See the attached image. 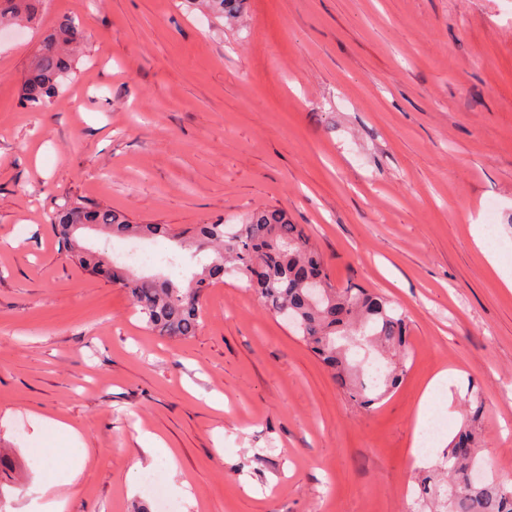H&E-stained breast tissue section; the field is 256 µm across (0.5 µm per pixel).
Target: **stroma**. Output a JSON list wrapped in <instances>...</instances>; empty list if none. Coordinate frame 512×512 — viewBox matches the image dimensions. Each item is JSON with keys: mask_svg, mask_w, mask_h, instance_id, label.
<instances>
[{"mask_svg": "<svg viewBox=\"0 0 512 512\" xmlns=\"http://www.w3.org/2000/svg\"><path fill=\"white\" fill-rule=\"evenodd\" d=\"M63 17L84 34L75 72L25 109ZM72 201L176 231L287 210L336 286L406 315L402 383L360 408L239 275L210 288L195 336L153 334L54 236ZM477 229L512 266V0H243L224 20L181 0H44L39 23L0 29V446L23 464L0 512L32 499L38 457L81 454L77 512H149L137 461L170 497L189 482L190 512H408L472 382L478 455L512 480V294ZM443 369L452 405L418 461L414 412ZM33 413L80 444L34 432Z\"/></svg>", "mask_w": 512, "mask_h": 512, "instance_id": "obj_1", "label": "stroma"}]
</instances>
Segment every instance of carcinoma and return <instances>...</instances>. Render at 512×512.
Masks as SVG:
<instances>
[{
  "instance_id": "carcinoma-1",
  "label": "carcinoma",
  "mask_w": 512,
  "mask_h": 512,
  "mask_svg": "<svg viewBox=\"0 0 512 512\" xmlns=\"http://www.w3.org/2000/svg\"><path fill=\"white\" fill-rule=\"evenodd\" d=\"M239 0H185L189 8L215 18L237 12ZM42 0H0V23L17 26L35 24ZM83 34L71 18L59 20L42 39L28 66L19 90L21 104L36 110L44 107L72 73L75 54ZM112 237L166 238L188 245L203 255L202 271L181 288L168 278L146 277L114 263L106 254L81 245L85 225ZM65 250L92 275L112 267V282L128 289L146 328L170 339L195 335L202 320L205 292L228 274H241L263 307L288 318L304 345L331 372L337 384L368 409L398 387L407 373V325L405 316L374 290L350 284L336 287L322 257L309 236L288 219L282 209L261 208L252 213L235 234L224 233V224H200L175 235L166 224H133L109 208L70 202L51 221ZM359 342L401 356L387 371L384 382L371 368L347 358L348 345ZM448 470L438 477L428 470L418 480V498L434 512H512V485L484 478L473 480V472L484 470L476 451L475 436L461 427L446 452Z\"/></svg>"
}]
</instances>
